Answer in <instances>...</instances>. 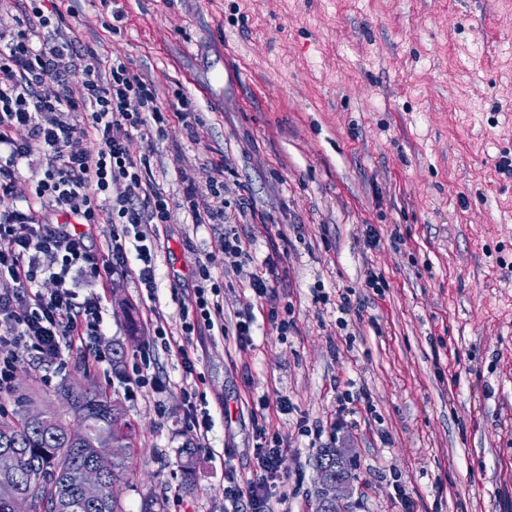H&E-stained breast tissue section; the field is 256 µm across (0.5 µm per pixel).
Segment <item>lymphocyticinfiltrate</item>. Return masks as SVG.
<instances>
[{"label":"lymphocytic infiltrate","instance_id":"1","mask_svg":"<svg viewBox=\"0 0 512 512\" xmlns=\"http://www.w3.org/2000/svg\"><path fill=\"white\" fill-rule=\"evenodd\" d=\"M77 48L66 15L59 7L45 8L44 0H30L25 20L14 31L0 32V193L12 191L23 160L36 152L46 159L31 176L32 205L0 212V389L19 355L51 362L74 339L102 335L97 298L79 297L77 290L100 277L104 264L126 270L129 251H136L137 279L147 292L155 291L152 249L172 204L197 224L224 221L222 180L202 188L182 174V196L175 202L147 180L149 158L133 157L128 149L131 134L152 124L166 128L188 111V101L163 110L155 86L119 59L105 74L94 61L72 73L65 61ZM76 80L82 87L77 95L70 89ZM38 202L54 207L64 222L42 223L34 209ZM102 219L109 226L106 258L78 230ZM199 275L203 284L195 290V309L181 316L182 336L216 330L237 343L250 342L253 314L225 328L210 265L200 264ZM47 282L52 289L45 293L41 286ZM256 433L251 477L224 493L244 498L249 512H267L285 442L262 423Z\"/></svg>","mask_w":512,"mask_h":512}]
</instances>
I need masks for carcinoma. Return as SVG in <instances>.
Segmentation results:
<instances>
[{
  "mask_svg": "<svg viewBox=\"0 0 512 512\" xmlns=\"http://www.w3.org/2000/svg\"><path fill=\"white\" fill-rule=\"evenodd\" d=\"M62 393L69 409L84 427L86 437L77 443L67 440L62 416L55 413L42 414L43 422L39 425L29 422L27 412L17 413L10 422H0V451L11 450L17 467L15 495L9 501L0 500V512H25L26 499L37 474L47 477L42 487L45 512H124L120 504L112 501L109 488H103L96 498L90 499L66 482V474L91 458L93 439L99 429L112 427L129 441L133 425L123 418L118 398L97 386L75 395L64 386ZM196 468V449L190 446L181 449L180 472L184 487L194 485ZM131 475V457L112 464L110 480H127Z\"/></svg>",
  "mask_w": 512,
  "mask_h": 512,
  "instance_id": "cac0c4a2",
  "label": "carcinoma"
}]
</instances>
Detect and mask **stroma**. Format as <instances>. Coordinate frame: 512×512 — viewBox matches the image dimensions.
<instances>
[{
	"mask_svg": "<svg viewBox=\"0 0 512 512\" xmlns=\"http://www.w3.org/2000/svg\"><path fill=\"white\" fill-rule=\"evenodd\" d=\"M64 5L83 50L70 68L119 56L162 103L179 92L192 102L191 129L174 121L129 140L133 155H149L153 183L177 198L180 168L203 186L220 163L227 205L220 225L172 209L155 294L131 272L80 289L100 300L101 359L77 340L60 365L20 356L0 419L27 402L74 427L61 386L117 391L134 426V474L118 488L126 512L149 492L167 512H245L224 488L253 469L257 409L286 443L274 512H314L316 453L339 442L353 453L346 512H512V172L501 169L512 163V0ZM116 5L117 35L105 27ZM227 224L250 258L241 273L212 272L226 320L252 310L254 336L193 337L204 380L195 405L212 416L199 439L181 359L144 323L155 310L179 331ZM266 262L276 274L257 301L247 283ZM371 272L383 289L366 287ZM273 312L287 317L286 336ZM116 343L127 373L152 350L156 387L116 379ZM188 444L199 461L189 492L177 466Z\"/></svg>",
	"mask_w": 512,
	"mask_h": 512,
	"instance_id": "1",
	"label": "stroma"
}]
</instances>
